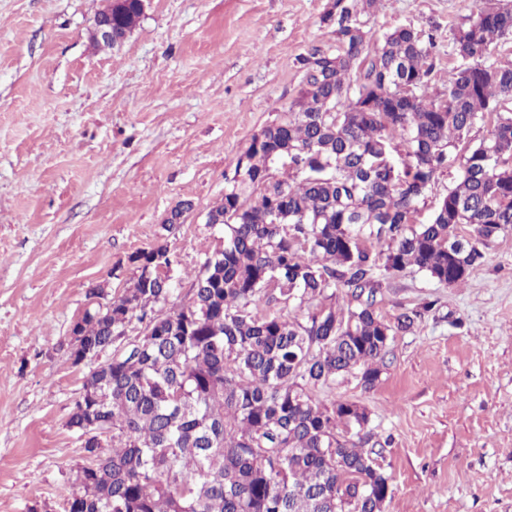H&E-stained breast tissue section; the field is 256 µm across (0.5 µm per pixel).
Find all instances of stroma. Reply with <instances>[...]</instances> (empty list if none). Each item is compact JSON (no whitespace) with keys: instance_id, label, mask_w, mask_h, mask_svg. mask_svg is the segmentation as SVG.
<instances>
[{"instance_id":"obj_1","label":"stroma","mask_w":512,"mask_h":512,"mask_svg":"<svg viewBox=\"0 0 512 512\" xmlns=\"http://www.w3.org/2000/svg\"><path fill=\"white\" fill-rule=\"evenodd\" d=\"M333 0H148L118 46H94L105 0H0V512H65L84 462L67 425L92 363L67 354L89 292L129 287V256L159 243L187 292L223 232L206 222L239 156L287 120L298 59L335 48ZM463 0H381L360 21L436 29L442 87ZM191 201L173 232L164 221ZM465 281L421 273L376 294L385 319L432 303L398 334L379 383L315 390L369 415L391 477L385 512H512V228Z\"/></svg>"}]
</instances>
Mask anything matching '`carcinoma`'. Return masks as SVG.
<instances>
[{
    "label": "carcinoma",
    "instance_id": "1",
    "mask_svg": "<svg viewBox=\"0 0 512 512\" xmlns=\"http://www.w3.org/2000/svg\"><path fill=\"white\" fill-rule=\"evenodd\" d=\"M377 2L336 0V48L306 76V109L263 129L242 179L210 209L237 214L201 263L210 274L167 312L173 282L137 274L78 319L83 338L112 347V365L84 384L112 448L78 468L67 512H336L364 486L357 512H384L390 476L364 449L366 409L312 390L354 371L366 389L379 382L391 342L418 316L384 320L383 281L418 272L457 286L483 258L477 244L512 226V61L486 63L512 40V4L474 0L454 37L461 64L440 90L433 33L399 27L370 47L359 15ZM140 17L134 0H112L94 23L123 32ZM487 116L493 129L474 145ZM453 159L454 186L417 221ZM339 290L357 305L336 303ZM290 302L303 319L276 310ZM156 317L158 335H119L127 318Z\"/></svg>",
    "mask_w": 512,
    "mask_h": 512
}]
</instances>
